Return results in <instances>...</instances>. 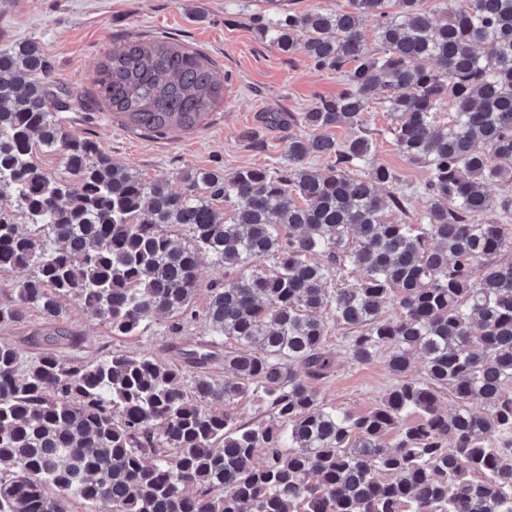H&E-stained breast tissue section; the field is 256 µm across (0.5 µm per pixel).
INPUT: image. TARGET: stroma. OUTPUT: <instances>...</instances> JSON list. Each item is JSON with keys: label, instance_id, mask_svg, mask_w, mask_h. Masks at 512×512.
Segmentation results:
<instances>
[{"label": "stroma", "instance_id": "stroma-1", "mask_svg": "<svg viewBox=\"0 0 512 512\" xmlns=\"http://www.w3.org/2000/svg\"><path fill=\"white\" fill-rule=\"evenodd\" d=\"M264 9V0H0V48L36 39L50 62L51 82L68 93L62 114L67 133L95 141L114 162L144 180L164 179L179 191L184 187L181 175L189 169L219 168L228 174L252 167L282 169L289 138L308 133L298 114L340 88L339 77L317 69L303 55L281 52L261 36L251 18ZM135 38H162L208 56L224 86L223 101L195 127L163 137L144 135L113 117L97 99L93 79L107 55ZM265 112H283L292 121L268 127L261 122ZM367 118L376 132L374 162L395 170L414 191L412 211L422 210L425 199L415 189L425 183L427 169L398 151L386 132L390 120L381 106H374ZM245 129L257 132L262 148L240 139ZM222 274L209 258H202L187 312L177 318L157 315L132 336L113 335L81 298L69 295L60 301L61 317L50 318L28 307L19 321L0 324V341L16 347L27 363L50 352L63 363L82 365L121 351L181 366L190 380L197 370L180 352L211 342L206 319L209 288ZM326 325L331 367L315 382L320 397L326 406L365 414L397 377L389 371L385 354L355 362L347 329L331 318Z\"/></svg>", "mask_w": 512, "mask_h": 512}]
</instances>
